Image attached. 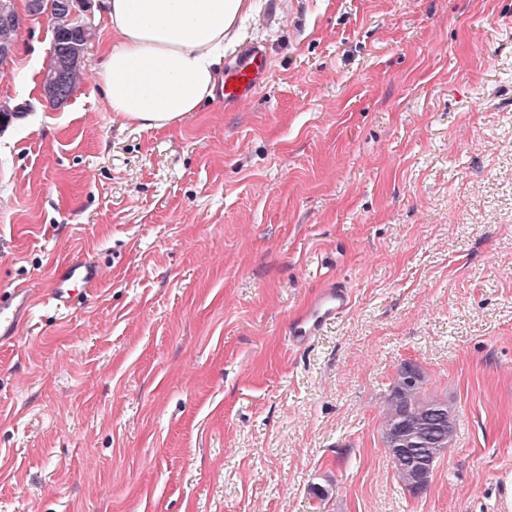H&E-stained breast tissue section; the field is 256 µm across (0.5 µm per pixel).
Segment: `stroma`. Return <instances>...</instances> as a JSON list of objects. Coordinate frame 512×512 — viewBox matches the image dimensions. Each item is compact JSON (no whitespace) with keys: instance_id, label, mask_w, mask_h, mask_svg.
I'll use <instances>...</instances> for the list:
<instances>
[{"instance_id":"obj_1","label":"stroma","mask_w":512,"mask_h":512,"mask_svg":"<svg viewBox=\"0 0 512 512\" xmlns=\"http://www.w3.org/2000/svg\"><path fill=\"white\" fill-rule=\"evenodd\" d=\"M269 77L148 131L43 97L26 18L0 104V290L106 276L0 348V512H512V0H248ZM351 308L305 348L326 278ZM455 436L410 495L383 442L406 361ZM329 495L320 502L313 487ZM105 269L96 261L76 258L57 265L52 273L46 296L57 309L70 310L84 294L95 289L103 279Z\"/></svg>"}]
</instances>
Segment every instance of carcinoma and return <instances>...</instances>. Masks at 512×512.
<instances>
[{
	"instance_id": "1",
	"label": "carcinoma",
	"mask_w": 512,
	"mask_h": 512,
	"mask_svg": "<svg viewBox=\"0 0 512 512\" xmlns=\"http://www.w3.org/2000/svg\"><path fill=\"white\" fill-rule=\"evenodd\" d=\"M59 2L44 0L40 11L52 23V48L43 74V80H53L48 99L52 106L55 99L67 101L74 94L86 49L96 36L90 23L79 24ZM385 426V443L397 477L410 494L423 492L453 439L454 417L448 400L427 391L423 371L417 372L416 381L408 380L403 366L390 390Z\"/></svg>"
}]
</instances>
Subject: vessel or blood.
<instances>
[{"label": "vessel or blood", "mask_w": 512, "mask_h": 512, "mask_svg": "<svg viewBox=\"0 0 512 512\" xmlns=\"http://www.w3.org/2000/svg\"><path fill=\"white\" fill-rule=\"evenodd\" d=\"M270 67L266 48L253 44L237 54L225 68L220 98L235 107L247 105ZM105 270L96 261L76 258L57 265L46 290L48 301L59 309H72L83 295L95 289ZM39 303L32 288L21 285L0 292V347L16 343ZM351 306L348 288L336 280L325 281L308 309L288 325V342L296 348L308 346L321 330Z\"/></svg>", "instance_id": "obj_1"}]
</instances>
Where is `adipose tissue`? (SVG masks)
Listing matches in <instances>:
<instances>
[{
	"label": "adipose tissue",
	"instance_id": "adipose-tissue-1",
	"mask_svg": "<svg viewBox=\"0 0 512 512\" xmlns=\"http://www.w3.org/2000/svg\"><path fill=\"white\" fill-rule=\"evenodd\" d=\"M245 0H103L112 31L96 80L112 111L172 127L212 98Z\"/></svg>",
	"mask_w": 512,
	"mask_h": 512
}]
</instances>
